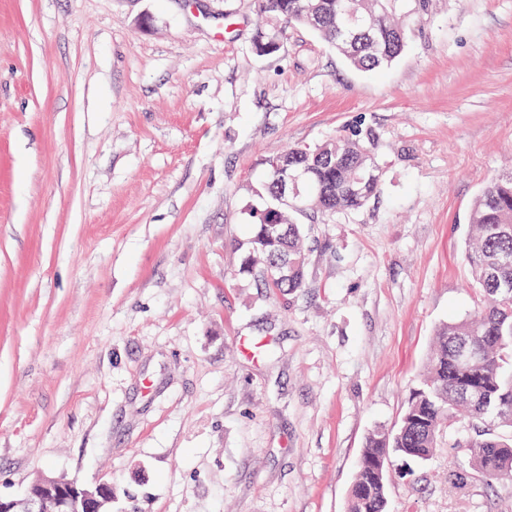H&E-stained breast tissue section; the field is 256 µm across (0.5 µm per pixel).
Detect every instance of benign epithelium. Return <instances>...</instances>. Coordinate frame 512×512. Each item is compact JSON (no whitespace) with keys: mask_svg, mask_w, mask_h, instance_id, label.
Segmentation results:
<instances>
[{"mask_svg":"<svg viewBox=\"0 0 512 512\" xmlns=\"http://www.w3.org/2000/svg\"><path fill=\"white\" fill-rule=\"evenodd\" d=\"M110 484L89 487L77 482L39 477L20 499H0V512H105Z\"/></svg>","mask_w":512,"mask_h":512,"instance_id":"obj_1","label":"benign epithelium"}]
</instances>
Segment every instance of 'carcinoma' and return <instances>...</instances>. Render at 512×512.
Returning <instances> with one entry per match:
<instances>
[{
  "label": "carcinoma",
  "instance_id": "cac0c4a2",
  "mask_svg": "<svg viewBox=\"0 0 512 512\" xmlns=\"http://www.w3.org/2000/svg\"><path fill=\"white\" fill-rule=\"evenodd\" d=\"M266 24L254 38L266 53L278 44L280 23L304 26L354 68L382 70L404 50L407 18H422L429 0H260ZM371 132L356 127L314 146L298 145L269 160L267 198L242 246L239 273L284 294L305 285L307 253L299 212L335 214L364 207L378 192L382 169ZM305 175L304 198L296 204L279 197L278 170ZM278 224L288 233L272 234ZM470 244L465 252L482 292L477 314L444 324L436 334L427 377L413 392L395 431L372 434L352 485L349 512H387L388 472L374 467L398 456L424 461L436 447L441 428L463 410L475 423L465 443L476 473L488 483L512 476V175L491 180L469 215ZM480 358L464 363L455 355L460 340ZM504 427L507 433H497Z\"/></svg>",
  "mask_w": 512,
  "mask_h": 512
}]
</instances>
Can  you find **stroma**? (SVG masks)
I'll list each match as a JSON object with an SVG mask.
<instances>
[{
  "label": "stroma",
  "instance_id": "obj_1",
  "mask_svg": "<svg viewBox=\"0 0 512 512\" xmlns=\"http://www.w3.org/2000/svg\"><path fill=\"white\" fill-rule=\"evenodd\" d=\"M256 0H0V496L112 483V512H348L439 326L474 316L463 254L512 171V0H433L355 69L305 27L259 54ZM356 126L375 197L298 215L304 288L239 275L267 161ZM466 422L390 465L388 512H512Z\"/></svg>",
  "mask_w": 512,
  "mask_h": 512
}]
</instances>
